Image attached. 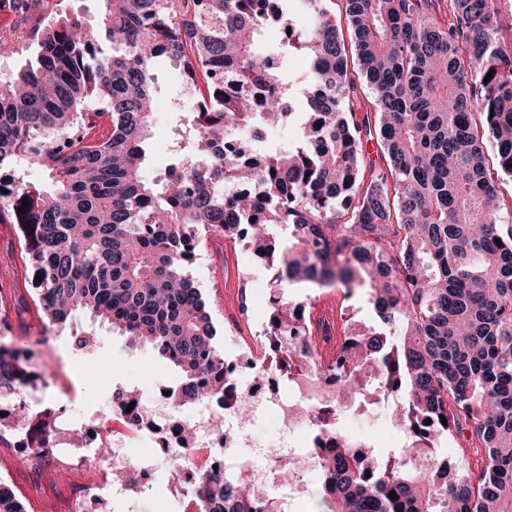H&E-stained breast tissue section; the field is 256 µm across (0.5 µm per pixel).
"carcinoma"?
Wrapping results in <instances>:
<instances>
[{
    "instance_id": "carcinoma-1",
    "label": "carcinoma",
    "mask_w": 512,
    "mask_h": 512,
    "mask_svg": "<svg viewBox=\"0 0 512 512\" xmlns=\"http://www.w3.org/2000/svg\"><path fill=\"white\" fill-rule=\"evenodd\" d=\"M102 2L96 25L47 23L35 60L0 74V172L15 171L38 138L34 164L51 180L46 189L19 178L0 192V224L19 229L47 324L71 328L84 354L95 341L75 329L79 315L149 346L178 374L175 400L192 406L224 395V355L188 273L201 231L245 243L270 272L273 336L334 340L286 288L362 289L378 326L358 332L333 370L344 397L363 379L390 396L404 447L381 462L348 437L308 449L320 462L315 512H512V210L496 188L512 178V0H448L440 22L423 0H346L373 124L356 119L345 45L323 0H294L315 22L281 40L275 70L257 46L269 21L292 26L288 0L270 18L267 0ZM292 55L304 61L296 76L284 64ZM159 59L198 92L169 163L149 179ZM300 114L288 146L264 140ZM102 116L110 131L96 135ZM371 135L387 169L362 191L361 139ZM43 378L24 350H0V397ZM330 414L317 430L343 434L341 405ZM53 426L48 412L0 404V433L25 429L30 448L46 447ZM455 435L466 437L460 472L437 488L431 470L448 467L434 451ZM203 482L215 512H253L247 481ZM0 512H25L1 480Z\"/></svg>"
}]
</instances>
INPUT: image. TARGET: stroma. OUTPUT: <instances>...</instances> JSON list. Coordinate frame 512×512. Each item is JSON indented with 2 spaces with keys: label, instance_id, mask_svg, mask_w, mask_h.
Instances as JSON below:
<instances>
[{
  "label": "stroma",
  "instance_id": "obj_1",
  "mask_svg": "<svg viewBox=\"0 0 512 512\" xmlns=\"http://www.w3.org/2000/svg\"><path fill=\"white\" fill-rule=\"evenodd\" d=\"M324 4L335 14L343 35L348 71L354 79L351 100L356 114L376 117L374 95L358 69L345 0H324ZM156 75L154 92L157 107L146 144L150 150L151 167L157 172L168 162L170 132L175 119L174 110L168 109L166 103L178 95L181 84L168 67H158ZM189 273L206 299L216 330H223L229 322L236 320L240 284L247 275L253 279L256 311L265 314L273 291L271 276L241 247L217 235H205ZM33 295L31 283L24 279L17 227L0 224V322L8 325V334L14 345L31 347L32 364L45 373L37 386V395L47 404H55L70 390L95 392L101 382L145 392L172 385L173 372L153 352L129 346L124 337L107 327L93 324L85 317L80 318L79 323L84 331L93 333L96 338L97 347L93 354L77 352L67 329H52L47 343L29 346V337L45 330L32 300ZM289 297L295 301L312 302L317 309H323V303H330L331 308L323 310V317L330 322L336 336L342 335L344 323L357 327L372 323L374 319L373 309L362 291L349 293L337 284L322 288L311 283L299 284L290 289ZM18 454L13 438L0 440V478L16 487L26 512H42L47 505L53 512H67L69 502L84 477L83 464L76 461L66 465L49 464L34 474L18 463Z\"/></svg>",
  "mask_w": 512,
  "mask_h": 512
}]
</instances>
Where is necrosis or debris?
I'll return each mask as SVG.
<instances>
[{
	"instance_id": "1",
	"label": "necrosis or debris",
	"mask_w": 512,
	"mask_h": 512,
	"mask_svg": "<svg viewBox=\"0 0 512 512\" xmlns=\"http://www.w3.org/2000/svg\"><path fill=\"white\" fill-rule=\"evenodd\" d=\"M59 0H0V41L36 40L44 23L57 12ZM224 344V380L231 398H212L201 403L193 419L174 420L178 406L163 392L103 397L85 404L82 411L55 412L56 426L51 447L30 449V456L65 462L74 458V448L60 444L70 430L84 432L89 476L69 505L70 512H95L97 502L123 497L127 489L115 484L112 474L128 471L139 492L153 488L156 473H164L167 484L177 491L161 512H181L186 497L198 494L208 472H232L246 478L254 490V506L262 508L270 488L283 492L289 505L296 506L310 495L305 472L314 464L295 453L296 440L311 436L314 417L327 400L335 398L338 384L332 374L318 373L306 365L309 352L304 341L293 342L299 364L291 370L279 366L276 337L254 336L242 344L236 325H229ZM245 401L247 418H240L238 401ZM276 417L275 441L256 445L252 433L263 419ZM110 439L111 453L99 457V440ZM149 444L153 453L139 456L136 448Z\"/></svg>"
}]
</instances>
